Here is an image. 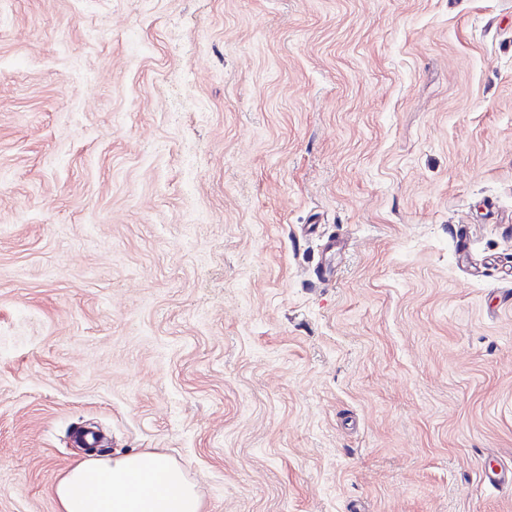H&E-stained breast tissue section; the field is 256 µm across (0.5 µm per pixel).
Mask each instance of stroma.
Listing matches in <instances>:
<instances>
[{"label":"stroma","mask_w":512,"mask_h":512,"mask_svg":"<svg viewBox=\"0 0 512 512\" xmlns=\"http://www.w3.org/2000/svg\"><path fill=\"white\" fill-rule=\"evenodd\" d=\"M148 449L512 512V0H0V512Z\"/></svg>","instance_id":"1"}]
</instances>
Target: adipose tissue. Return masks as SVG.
<instances>
[{
    "instance_id": "obj_1",
    "label": "adipose tissue",
    "mask_w": 512,
    "mask_h": 512,
    "mask_svg": "<svg viewBox=\"0 0 512 512\" xmlns=\"http://www.w3.org/2000/svg\"><path fill=\"white\" fill-rule=\"evenodd\" d=\"M55 497L57 512H204L184 468L158 450L78 460L56 484Z\"/></svg>"
}]
</instances>
